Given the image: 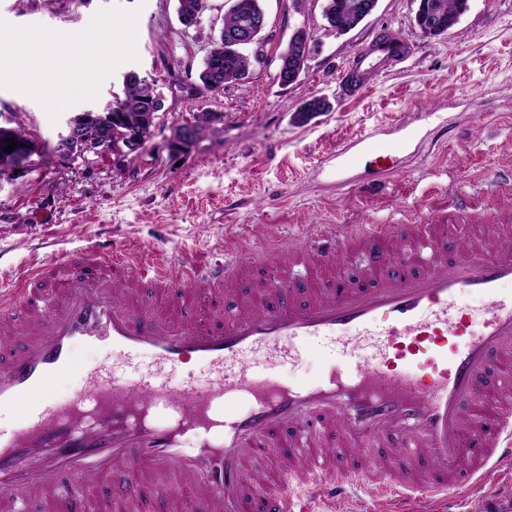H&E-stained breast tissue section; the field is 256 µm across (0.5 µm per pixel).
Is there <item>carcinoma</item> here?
<instances>
[{
    "label": "carcinoma",
    "instance_id": "cac0c4a2",
    "mask_svg": "<svg viewBox=\"0 0 512 512\" xmlns=\"http://www.w3.org/2000/svg\"><path fill=\"white\" fill-rule=\"evenodd\" d=\"M433 6L435 20L442 24V32L453 29L461 16L468 10L469 0H426ZM362 0H324L323 16L330 27L339 32L349 31L357 27L364 20L361 8ZM208 9V0H178V14L200 17ZM263 11L261 0H233L230 9L224 15L222 31L237 28L240 24ZM210 49L224 50V59L221 70L213 71L209 59L203 58L198 75L202 86L209 90L210 83L224 87L231 83H239L250 73L252 63H257L263 54L256 52L248 56L241 51H232V47L224 44V35L212 39ZM160 96L155 92L154 84L147 77L133 74L122 83L121 93L114 96L102 109L95 114L102 119H91L86 123V134L91 138H106L116 130L128 134L139 135L148 141L152 137L148 121L149 113L159 112L156 102ZM330 110L329 103L323 98H313L306 101L299 109L304 119L318 112ZM12 142L21 145L24 159L32 155V145L35 144L33 136L22 127H13L9 130Z\"/></svg>",
    "mask_w": 512,
    "mask_h": 512
}]
</instances>
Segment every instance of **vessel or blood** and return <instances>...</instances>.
Wrapping results in <instances>:
<instances>
[{
	"instance_id": "1",
	"label": "vessel or blood",
	"mask_w": 512,
	"mask_h": 512,
	"mask_svg": "<svg viewBox=\"0 0 512 512\" xmlns=\"http://www.w3.org/2000/svg\"><path fill=\"white\" fill-rule=\"evenodd\" d=\"M410 55L396 32L376 39L339 83L362 91L382 62ZM282 287L224 311L250 256L177 262L91 242L54 261L33 259L0 291V496L13 512H69L77 488L115 475L102 512L137 498L142 476L188 512H294L295 496L340 506L376 498L464 497L491 471L512 473V245L490 235L449 244L431 224L317 231L265 251ZM360 261L363 282L317 277ZM155 288L152 306L134 284ZM484 299L478 329L461 299ZM153 374L117 380L80 368L76 345ZM326 359L304 383L288 375L307 350ZM206 369L198 385L194 373ZM84 388L46 398L57 376ZM183 372L181 386L169 374Z\"/></svg>"
}]
</instances>
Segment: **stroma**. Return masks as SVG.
Returning a JSON list of instances; mask_svg holds the SVG:
<instances>
[{"label":"stroma","instance_id":"35a3bbf8","mask_svg":"<svg viewBox=\"0 0 512 512\" xmlns=\"http://www.w3.org/2000/svg\"><path fill=\"white\" fill-rule=\"evenodd\" d=\"M139 9L137 61L119 65L98 100L65 109L50 122L44 108L0 88V116L39 145L25 168L0 178V288L32 258L56 259L88 240L128 241L182 262L221 256L245 245L254 262L238 274L248 297L267 248L304 238L310 225L343 231L349 224L427 220L434 188L467 199L512 187V0H469L448 34L429 38L414 23V0H378L357 28L339 35L322 16L323 0H263L264 64L249 82L206 91L198 72L229 0H210L199 27L178 19L177 0H0V19L73 33L103 8ZM310 28L321 44L299 81L282 86L276 58L294 29ZM410 45L405 62L384 68L358 98L338 92L343 70L386 30ZM154 79L164 107L152 138L125 156L59 162L49 149L75 113L94 111L120 92L126 72ZM326 98L331 111L302 121L299 107ZM218 114L216 132L172 146L174 129L194 114ZM394 151L390 167L350 151L359 136ZM507 477L492 475L467 500H415L408 512H512Z\"/></svg>","mask_w":512,"mask_h":512}]
</instances>
